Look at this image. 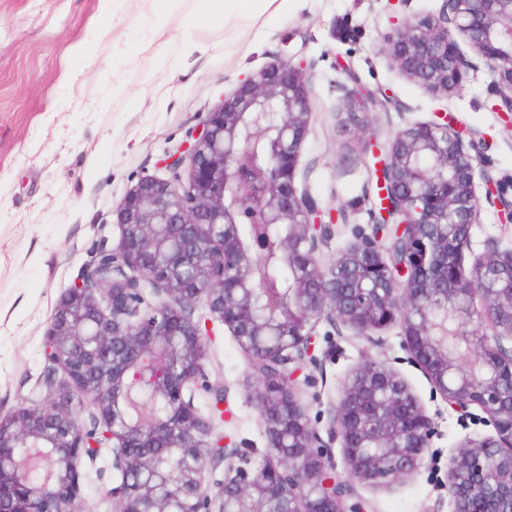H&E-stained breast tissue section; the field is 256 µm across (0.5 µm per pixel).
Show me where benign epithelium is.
Returning <instances> with one entry per match:
<instances>
[{"mask_svg": "<svg viewBox=\"0 0 512 512\" xmlns=\"http://www.w3.org/2000/svg\"><path fill=\"white\" fill-rule=\"evenodd\" d=\"M458 36L512 114V0H441L438 14L385 41L403 72L448 94L470 67ZM344 100L353 117L376 104L357 90ZM311 114L307 67L277 59L240 79L168 164L181 189L144 177L116 204L117 241L83 265L45 336L61 380L45 404L0 416V512H78L83 462L103 448L120 473L114 512H346L354 484L415 474L433 419L396 372L368 359L329 413L347 465L336 476L290 369L323 319L368 337L401 323L411 363L448 406H477L493 425L448 460L452 512H512V247L490 241L470 275L461 267L481 200L512 224V198L489 178L479 198L472 140L448 116L410 123L381 165L396 205L370 210L371 223L396 225L391 246L362 234L324 271L331 223L294 184ZM201 300L257 378L261 457L214 435L195 405L213 391L209 330L193 319ZM27 457L46 479L23 475Z\"/></svg>", "mask_w": 512, "mask_h": 512, "instance_id": "benign-epithelium-1", "label": "benign epithelium"}]
</instances>
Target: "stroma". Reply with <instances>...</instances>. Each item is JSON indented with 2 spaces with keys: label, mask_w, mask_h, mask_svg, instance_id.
<instances>
[{
  "label": "stroma",
  "mask_w": 512,
  "mask_h": 512,
  "mask_svg": "<svg viewBox=\"0 0 512 512\" xmlns=\"http://www.w3.org/2000/svg\"><path fill=\"white\" fill-rule=\"evenodd\" d=\"M440 0H302L291 14L224 26H197L203 53L186 55L183 32L198 0H180L166 18L160 45L145 19H129L122 53L100 46L103 64L76 83L67 76L74 50L100 22L99 0H0V414L48 397L45 333L62 292L117 222L115 204L144 177L169 178L168 157L188 147L207 112L220 106L244 75L276 59L310 66L312 117L295 180L307 184L319 209L336 214L321 253L336 252L371 233L368 210L376 197L370 155L347 122L344 89L375 95L369 115L374 144L389 146L409 122L448 114L475 133L478 176L512 178V115L496 111L497 96L484 60L467 42L474 63L459 91L435 93L401 71L383 41L407 21L438 11ZM512 246V224L482 204L464 266H472L488 239ZM402 378L437 434L412 477L359 484L352 512H451L448 458L469 438L492 434L471 407L453 410L412 364L399 323L371 337L328 321L316 328L311 358L295 374V390L319 433L338 403L343 383L365 359ZM205 370L226 412L216 432L246 448L265 450L262 420L251 392L255 379L234 336L214 323ZM85 512H113L106 494L117 484L112 454L102 451L83 469Z\"/></svg>",
  "instance_id": "1"
}]
</instances>
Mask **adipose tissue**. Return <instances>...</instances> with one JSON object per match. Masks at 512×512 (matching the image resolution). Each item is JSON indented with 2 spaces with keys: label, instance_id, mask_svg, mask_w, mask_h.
Masks as SVG:
<instances>
[{
  "label": "adipose tissue",
  "instance_id": "ef3b65f1",
  "mask_svg": "<svg viewBox=\"0 0 512 512\" xmlns=\"http://www.w3.org/2000/svg\"><path fill=\"white\" fill-rule=\"evenodd\" d=\"M175 0H99L101 14L106 17L105 25L99 26L93 34L92 46L82 48L76 55L75 73L101 63L97 53L99 44L108 42L113 52H121L125 43V23L130 11L149 12L155 21L154 36H162L164 12L171 9ZM298 0H204L205 10L191 18V25L197 26L213 19L231 22L246 17L256 19L263 15L279 16L293 12Z\"/></svg>",
  "mask_w": 512,
  "mask_h": 512
}]
</instances>
